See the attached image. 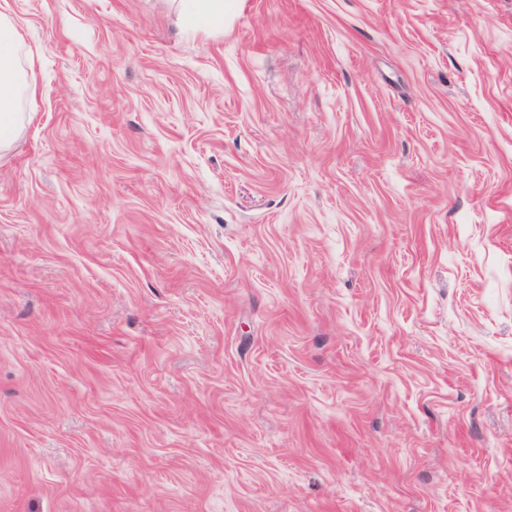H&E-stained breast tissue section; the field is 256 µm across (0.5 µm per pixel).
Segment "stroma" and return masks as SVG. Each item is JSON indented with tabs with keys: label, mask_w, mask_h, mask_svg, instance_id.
Instances as JSON below:
<instances>
[{
	"label": "stroma",
	"mask_w": 512,
	"mask_h": 512,
	"mask_svg": "<svg viewBox=\"0 0 512 512\" xmlns=\"http://www.w3.org/2000/svg\"><path fill=\"white\" fill-rule=\"evenodd\" d=\"M0 512H512V0H0ZM232 0H179L185 4L184 18L196 30L204 34L224 26V13L232 6ZM29 55L17 25L0 12V149L9 147L24 122L23 102L35 95L24 69Z\"/></svg>",
	"instance_id": "1"
}]
</instances>
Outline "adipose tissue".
<instances>
[{
    "label": "adipose tissue",
    "mask_w": 512,
    "mask_h": 512,
    "mask_svg": "<svg viewBox=\"0 0 512 512\" xmlns=\"http://www.w3.org/2000/svg\"><path fill=\"white\" fill-rule=\"evenodd\" d=\"M184 17L204 34L223 27L233 0H181ZM28 52L12 18L0 12V149L9 147L24 122L23 104L35 95L24 69Z\"/></svg>",
    "instance_id": "ef3b65f1"
}]
</instances>
